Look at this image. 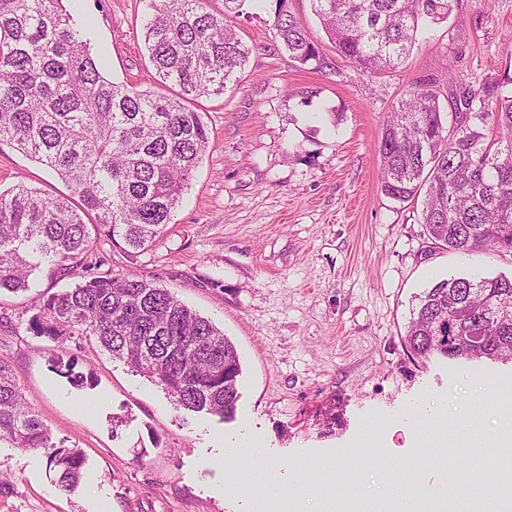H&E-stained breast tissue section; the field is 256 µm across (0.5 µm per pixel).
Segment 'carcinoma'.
<instances>
[{
	"label": "carcinoma",
	"instance_id": "obj_1",
	"mask_svg": "<svg viewBox=\"0 0 512 512\" xmlns=\"http://www.w3.org/2000/svg\"><path fill=\"white\" fill-rule=\"evenodd\" d=\"M223 2L220 13L208 0L152 5L142 37L156 80L176 88L164 96L105 78L101 58L90 52L92 27L62 0H0V142L45 165L70 190L51 197L19 182L0 194V291L26 292L41 275H74L102 235L134 263L172 223L210 143L193 103L224 95L252 52L227 24L249 0ZM310 2L336 53L376 74L410 54L419 19L451 12L449 0ZM273 26L294 60L323 64L288 0H275ZM439 99L435 83L423 80L392 107L377 146L380 190L399 202L424 196L423 224L436 248L512 254V74L451 97L450 114ZM489 124L495 137L488 141ZM29 330L93 342L160 387L178 410L234 416L242 373L234 344L136 273H103L43 297ZM404 346L414 359L512 360V277L450 278L425 289ZM4 438L43 449L58 490L70 493L83 478L81 452L52 441L0 359ZM492 458L498 478L512 474V448Z\"/></svg>",
	"mask_w": 512,
	"mask_h": 512
}]
</instances>
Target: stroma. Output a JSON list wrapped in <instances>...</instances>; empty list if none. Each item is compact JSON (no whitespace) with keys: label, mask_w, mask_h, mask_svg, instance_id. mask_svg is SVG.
I'll list each match as a JSON object with an SVG mask.
<instances>
[{"label":"stroma","mask_w":512,"mask_h":512,"mask_svg":"<svg viewBox=\"0 0 512 512\" xmlns=\"http://www.w3.org/2000/svg\"><path fill=\"white\" fill-rule=\"evenodd\" d=\"M449 18H422L398 69L374 74L337 55L310 0H288L326 65L292 59L273 27L275 0H252L233 26L252 45L237 86L202 98L211 140L166 233L139 256L138 273L174 292L235 344L243 367L233 420L177 411L167 395L86 340L35 337L28 321L43 293L79 277L127 273L100 238L76 275L40 290L0 294V359L53 441L80 449L84 477L60 493L43 450L0 440V512H242L227 446L262 449L287 496L328 512L350 484L344 449L359 451L383 416L379 449L361 475L362 497L388 492L389 473L418 461L426 512H448L440 491L469 470L415 445L409 417L445 404L427 425L450 438L468 409L486 442L512 433V362L424 361L402 338L417 294L460 276H512V256L429 249L419 202L380 191L377 144L411 84L442 95L478 87L512 68V0H450ZM150 0H81L94 20L91 51L113 82L159 86L141 28ZM51 195L68 189L47 167L0 143V192L17 183Z\"/></svg>","instance_id":"35a3bbf8"}]
</instances>
